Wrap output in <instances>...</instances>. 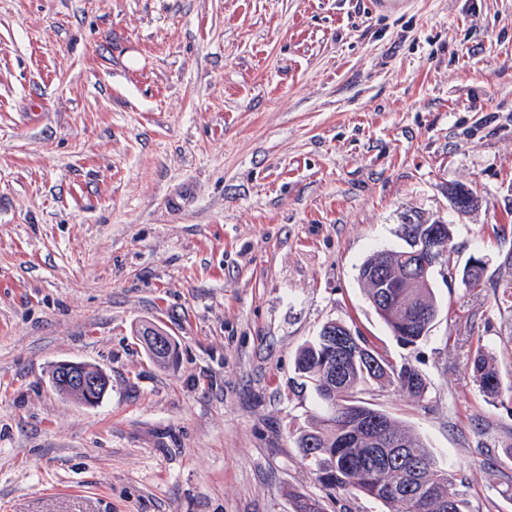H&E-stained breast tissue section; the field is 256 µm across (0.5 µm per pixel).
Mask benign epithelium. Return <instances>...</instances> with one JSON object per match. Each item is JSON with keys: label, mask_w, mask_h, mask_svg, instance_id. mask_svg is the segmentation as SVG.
I'll use <instances>...</instances> for the list:
<instances>
[{"label": "benign epithelium", "mask_w": 512, "mask_h": 512, "mask_svg": "<svg viewBox=\"0 0 512 512\" xmlns=\"http://www.w3.org/2000/svg\"><path fill=\"white\" fill-rule=\"evenodd\" d=\"M448 197L453 206L459 210L473 205L474 198L462 186L448 188ZM448 253V225L442 222L423 224L420 233L412 241V249L408 254V267L402 272H388L381 267L367 272L375 287L382 289L385 295H391L393 288H405L408 283L418 280H430L439 261ZM336 326V344L331 349L336 361H341L349 355L366 352V349L356 340L354 331L341 321L333 322ZM169 333L160 329L157 334L143 336L141 341L145 348L154 355L162 357L165 354L166 340ZM54 387L60 393L71 399L92 407L104 396L109 387L110 379L101 370L91 368L81 362L64 360L54 364Z\"/></svg>", "instance_id": "obj_1"}]
</instances>
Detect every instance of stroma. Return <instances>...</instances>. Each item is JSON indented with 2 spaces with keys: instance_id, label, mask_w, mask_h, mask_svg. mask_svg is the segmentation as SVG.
<instances>
[{
  "instance_id": "obj_1",
  "label": "stroma",
  "mask_w": 512,
  "mask_h": 512,
  "mask_svg": "<svg viewBox=\"0 0 512 512\" xmlns=\"http://www.w3.org/2000/svg\"><path fill=\"white\" fill-rule=\"evenodd\" d=\"M437 221L439 316L406 348L358 269ZM331 320L429 382L364 400L470 512H512V398L470 370L486 346L512 383V0H0V512H377L295 445L296 352ZM61 360L109 376L97 406ZM54 368L55 389L85 406H95L109 387L110 379L105 372L84 363L64 360L56 362Z\"/></svg>"
}]
</instances>
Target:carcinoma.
<instances>
[{"instance_id":"1","label":"carcinoma","mask_w":512,"mask_h":512,"mask_svg":"<svg viewBox=\"0 0 512 512\" xmlns=\"http://www.w3.org/2000/svg\"><path fill=\"white\" fill-rule=\"evenodd\" d=\"M376 262L371 254L358 270V281L371 306L376 291L365 279L366 269ZM397 303L386 311H376L390 331L404 316V305L427 309L438 307L434 287L398 288ZM325 329L302 345L296 354V370L310 384L322 404L336 401L348 406L345 413L327 412L312 419L296 434L302 460L326 487L362 496L384 507L387 512H468V502L457 489L456 474L442 463L427 442L406 428L395 417L364 401L360 394L373 385L395 387L400 393L420 399L428 380L407 360L392 362L364 336L363 346L380 361L373 365L362 357L343 361L339 380L330 382L323 362L329 345ZM472 369L476 382L491 398L512 396V385H503L493 352L478 348ZM380 418L388 423L386 441L377 439L369 421Z\"/></svg>"}]
</instances>
